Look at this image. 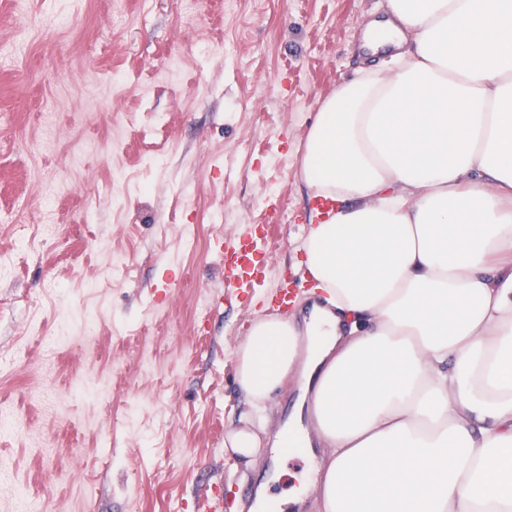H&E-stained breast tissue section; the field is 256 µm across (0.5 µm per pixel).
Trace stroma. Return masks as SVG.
<instances>
[{
    "instance_id": "1",
    "label": "stroma",
    "mask_w": 512,
    "mask_h": 512,
    "mask_svg": "<svg viewBox=\"0 0 512 512\" xmlns=\"http://www.w3.org/2000/svg\"><path fill=\"white\" fill-rule=\"evenodd\" d=\"M385 5L198 0L190 22L175 0H0V212L34 238L14 250L0 223L8 512H207L262 479L269 459L224 449L232 351L281 288L306 317L300 157L321 102L380 64L363 31ZM246 224L266 272L233 291L219 246ZM84 380L106 399L74 395Z\"/></svg>"
}]
</instances>
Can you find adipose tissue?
<instances>
[{
    "label": "adipose tissue",
    "mask_w": 512,
    "mask_h": 512,
    "mask_svg": "<svg viewBox=\"0 0 512 512\" xmlns=\"http://www.w3.org/2000/svg\"><path fill=\"white\" fill-rule=\"evenodd\" d=\"M361 69L325 99L301 179L326 210L295 268L304 325L260 313L232 353L253 463L272 395L319 447L320 512H512V0H387ZM298 395V389L292 378H289L286 386L280 391V394L275 397L272 401L268 410V416L270 418V430H276V428L283 424L287 418L288 411L290 410L291 403L295 400Z\"/></svg>",
    "instance_id": "1"
}]
</instances>
